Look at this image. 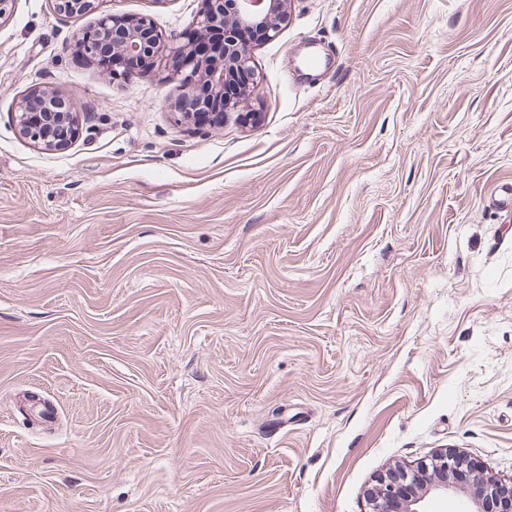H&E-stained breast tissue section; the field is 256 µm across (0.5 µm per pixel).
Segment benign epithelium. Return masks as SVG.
I'll return each instance as SVG.
<instances>
[{
  "label": "benign epithelium",
  "instance_id": "benign-epithelium-1",
  "mask_svg": "<svg viewBox=\"0 0 512 512\" xmlns=\"http://www.w3.org/2000/svg\"><path fill=\"white\" fill-rule=\"evenodd\" d=\"M203 6L195 22L199 31L224 26V38L216 45V58L199 61L210 91L224 92L227 79L239 72L251 76L250 88L260 82L257 70L251 65L252 45L238 41L227 26L225 16L233 12L234 24L256 27L263 39L271 40L278 33L272 15L283 12L286 0H202ZM99 0H54V10L60 15L89 13L98 8ZM89 46L88 54L103 70L113 76L125 73L124 60L132 57H152L156 54L160 36L151 20H137L110 14L103 23L77 38ZM206 103L197 99L183 109L185 119L198 118L202 124L216 123L222 115L203 111ZM75 104L56 89L29 92L18 103L14 121L19 133L31 143L46 149H62L78 134L74 113ZM425 489L438 494L467 492L477 512H512V480H502L484 470L475 460L453 450H447L427 464L414 469H389L379 475L366 492L372 512H423L418 508Z\"/></svg>",
  "mask_w": 512,
  "mask_h": 512
}]
</instances>
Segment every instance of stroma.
<instances>
[{"label": "stroma", "mask_w": 512, "mask_h": 512, "mask_svg": "<svg viewBox=\"0 0 512 512\" xmlns=\"http://www.w3.org/2000/svg\"><path fill=\"white\" fill-rule=\"evenodd\" d=\"M201 5L0 21V512H369L449 449L511 479L512 0H290L214 128L171 73ZM113 12L149 74L80 51ZM36 87L68 148L19 134ZM104 16L109 19L103 25L84 33L77 41L89 46L87 54L96 59L106 73L112 77L126 73L124 60L127 58H153L159 48L160 36L148 17L133 20L114 13ZM75 104L59 90L29 92L18 103L14 121L19 133L45 149H62L78 134Z\"/></svg>", "instance_id": "stroma-1"}]
</instances>
